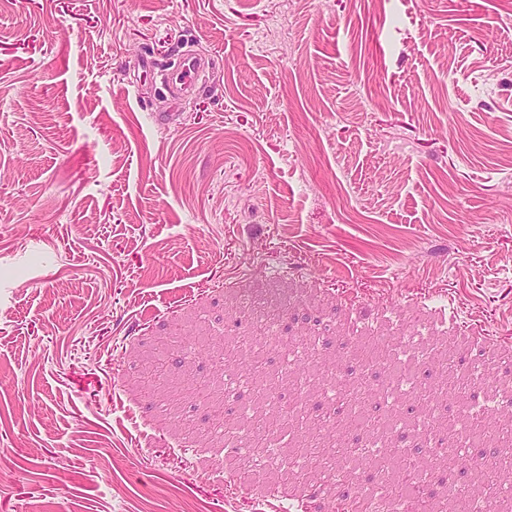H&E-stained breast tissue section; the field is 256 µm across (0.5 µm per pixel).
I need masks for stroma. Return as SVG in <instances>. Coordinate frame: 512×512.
I'll list each match as a JSON object with an SVG mask.
<instances>
[{"label": "stroma", "instance_id": "obj_1", "mask_svg": "<svg viewBox=\"0 0 512 512\" xmlns=\"http://www.w3.org/2000/svg\"><path fill=\"white\" fill-rule=\"evenodd\" d=\"M251 298L344 372L373 333L512 351V0H0V512H340L135 382L161 337L218 377L194 339ZM203 68L202 59L192 55H185L179 64V72L174 77V86L178 95L188 93L196 85Z\"/></svg>", "mask_w": 512, "mask_h": 512}]
</instances>
